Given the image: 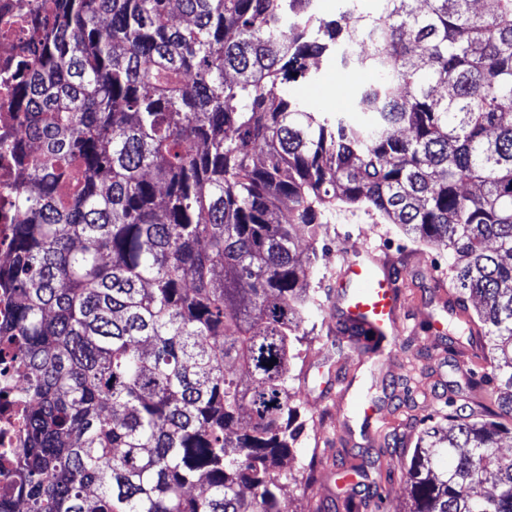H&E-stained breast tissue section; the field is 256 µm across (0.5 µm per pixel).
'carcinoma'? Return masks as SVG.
Segmentation results:
<instances>
[{"mask_svg": "<svg viewBox=\"0 0 512 512\" xmlns=\"http://www.w3.org/2000/svg\"><path fill=\"white\" fill-rule=\"evenodd\" d=\"M41 0L15 105L0 361L28 387L0 512H284L290 388L336 205L460 264L497 409L419 436L410 512H512V0ZM373 73L353 111L288 93L315 60ZM273 367H267V363ZM381 512L379 492L343 499Z\"/></svg>", "mask_w": 512, "mask_h": 512, "instance_id": "1", "label": "carcinoma"}]
</instances>
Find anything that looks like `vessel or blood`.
<instances>
[{
  "label": "vessel or blood",
  "instance_id": "vessel-or-blood-1",
  "mask_svg": "<svg viewBox=\"0 0 512 512\" xmlns=\"http://www.w3.org/2000/svg\"><path fill=\"white\" fill-rule=\"evenodd\" d=\"M342 284L354 292L341 301V318L352 331L390 336L399 328L400 294L392 268L379 262L373 251H366L345 262Z\"/></svg>",
  "mask_w": 512,
  "mask_h": 512
}]
</instances>
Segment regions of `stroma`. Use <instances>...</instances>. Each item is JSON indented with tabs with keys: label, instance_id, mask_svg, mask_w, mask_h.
Masks as SVG:
<instances>
[{
	"label": "stroma",
	"instance_id": "obj_1",
	"mask_svg": "<svg viewBox=\"0 0 512 512\" xmlns=\"http://www.w3.org/2000/svg\"><path fill=\"white\" fill-rule=\"evenodd\" d=\"M360 87L367 72L341 67L334 56L321 58L316 81L296 80L292 93L312 105L341 109L326 101L320 86L336 81ZM317 258L309 276L319 304L305 323L310 334L293 362L297 391L296 421L303 433L294 450L293 467H314L310 485L286 487L283 500L289 512H341L347 486L336 478L337 464L357 467L359 489L371 488L387 498L388 512H403L410 504L403 479L426 417L442 419L450 409L478 415L490 401V387L472 388L471 376L487 368L479 346L431 332L433 324L454 322V287H436L451 277L453 257L448 250L414 242L398 225L387 224L363 211H340L323 225L314 245ZM375 250L386 264L399 269L400 328L384 353L363 355L354 350L340 329L336 275L346 259L363 249ZM367 393L378 406L375 422L354 415L352 403ZM393 434L395 447L382 445Z\"/></svg>",
	"mask_w": 512,
	"mask_h": 512
}]
</instances>
